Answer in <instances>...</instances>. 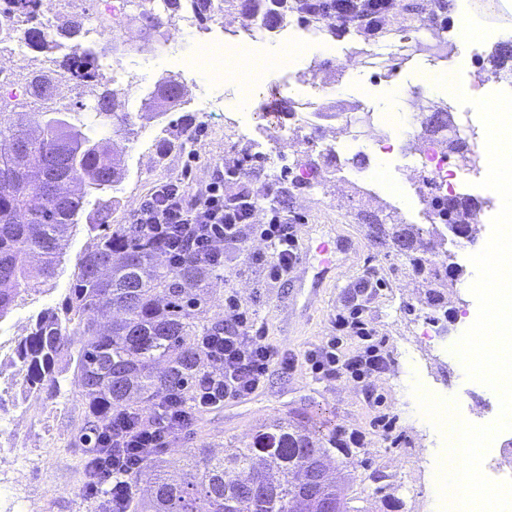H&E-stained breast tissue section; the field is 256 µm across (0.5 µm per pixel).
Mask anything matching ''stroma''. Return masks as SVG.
I'll return each instance as SVG.
<instances>
[{"label":"stroma","mask_w":512,"mask_h":512,"mask_svg":"<svg viewBox=\"0 0 512 512\" xmlns=\"http://www.w3.org/2000/svg\"><path fill=\"white\" fill-rule=\"evenodd\" d=\"M448 14L454 19L467 16L478 29L451 67L469 90L465 103L434 94L419 80V73L432 65L427 56H416L406 64L393 62L399 39L416 34L418 19L408 13L380 36L342 28L334 35L321 31L315 39L302 41L293 18L275 31L262 32L252 41L256 52L269 53L293 39L296 56L289 64L267 69L247 92L235 82H216L208 73L194 70L192 57L172 44L156 41L154 55L143 57L138 51L144 38L139 24H129V37L116 42L112 57L141 68L144 87L173 76L183 88L185 102L168 114L167 136L174 146L163 163L151 160L156 149L149 136L155 133V124L140 127L136 142L124 150L128 176L113 223H130L157 181L186 173L191 189L197 190L210 182L216 170L238 159L241 149H256L266 136L262 114L275 93L293 107L279 117L288 130V145L278 173L258 166L251 169V179L283 195L284 214L303 218V241L339 237L350 242L349 252L336 257L335 278L320 289L314 288L309 273L288 281L266 278L262 267L252 261L254 253L265 249L261 240L252 238L225 248L224 282L209 302L211 313L223 314L225 297L237 296L264 322L268 342L287 350L298 363L288 372L271 368L259 392L203 413L200 424L176 439V452H165L166 467L183 468L187 452L205 443L217 452L242 445L265 424L283 419L315 433H335L342 446L336 454V478L363 512H389L387 504L393 497L401 501L398 512H434L435 479L420 464L431 452L429 421L413 388L422 379L447 388L449 399L474 424H481L489 387L468 378L454 357L428 349L427 337L459 336L475 321L478 306L470 286L476 272L469 257L484 247L490 233L482 231L462 244L460 276L454 284L414 274L383 239L369 235L363 216L375 213L389 224L436 220L429 205L432 182L406 175L408 168L419 164L417 152L377 162L366 147L340 135L334 119L359 111L379 112L377 94L391 87L404 98L421 92L430 95L434 108L447 110L450 116L468 114L474 135L467 144L474 158H482L484 125L473 102L502 89L512 91V79L490 76L488 64L489 55L502 43V31L512 29V0H495L489 9L480 0H448ZM362 52L392 61L391 71L375 75L358 62ZM205 93L223 96L221 110L202 111ZM306 99L325 114L318 124L301 119L298 105ZM228 112L239 113V120H225ZM93 236L87 224L73 227L59 275L27 296L6 319V327L30 328L40 311L61 306L78 273L76 257L92 245ZM364 276L371 288L363 318L381 340L390 366L386 373L360 383L346 378L318 380L304 357L335 335L336 315ZM432 291L442 297L435 307L427 303ZM416 346L422 349L417 377L404 357L405 350ZM73 369L69 357H61L58 384L32 391L11 361L0 362V379L12 386L8 403L0 407V449L10 460L0 469V498L22 503L23 512H96V500L82 493L85 412L69 384ZM354 433L362 436L361 447L352 446Z\"/></svg>","instance_id":"stroma-1"}]
</instances>
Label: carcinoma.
Here are the masks:
<instances>
[{"instance_id":"1","label":"carcinoma","mask_w":512,"mask_h":512,"mask_svg":"<svg viewBox=\"0 0 512 512\" xmlns=\"http://www.w3.org/2000/svg\"><path fill=\"white\" fill-rule=\"evenodd\" d=\"M38 0L0 4V44L10 36L11 17L21 12L32 21V47L51 53L62 39L86 33L77 16H64L50 32L37 22ZM248 16L260 13L273 30L297 16L329 32L340 13L355 8L341 0H228ZM390 0H371L370 12L386 30ZM504 52L492 55L491 74L512 76ZM131 88L116 86L93 94V104L49 103L37 112H0V319L22 294L53 279L65 254L70 228L85 207L90 223L102 228L94 244L77 257L78 276L64 314L49 308L18 344L17 357L32 385L56 383V358L70 351L75 361L71 385L86 406L84 439L120 411L139 412L171 390L192 402L194 380L210 367L199 348L201 337L224 328L209 316L197 291L213 289L218 269L189 256L179 269L161 261V247L148 245L134 224H113L116 193L127 174L125 161L112 153L119 138L135 137L127 112ZM183 89L172 76L160 78L140 96L141 105L161 118L182 101ZM432 205L468 235L467 204L436 196ZM368 228L391 241L413 270L428 266L435 281L452 268L417 247L416 224L386 227L375 214ZM163 369H157V366ZM335 435L317 436L300 425L274 420L239 448L222 456L207 448L189 453V470L177 475L162 469L156 456L144 464L156 478L147 496L137 495L129 512H286L299 498V480L308 464L306 448L326 454L337 448Z\"/></svg>"}]
</instances>
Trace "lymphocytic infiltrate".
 I'll return each mask as SVG.
<instances>
[{"label": "lymphocytic infiltrate", "mask_w": 512, "mask_h": 512, "mask_svg": "<svg viewBox=\"0 0 512 512\" xmlns=\"http://www.w3.org/2000/svg\"><path fill=\"white\" fill-rule=\"evenodd\" d=\"M268 193V187L260 184L226 197L224 179L219 176L193 197L182 177H169L156 182L136 209L133 221L139 224L143 240L159 244L175 268L190 255L210 266L221 265L224 245L242 243L250 236L259 238L268 250L255 254L254 259L270 279L278 281L288 276L299 253L298 225L265 207ZM225 307L229 317L224 329L199 341L210 367L196 378L195 400L183 405L170 392L151 416L114 414L103 426L95 447L86 451V497L104 499L110 512H126L133 495L132 471L170 447L199 413L257 392L271 367L294 369L295 360L267 342L265 326L255 313L242 309L232 296ZM336 328L337 336L306 356L317 379L361 381L387 370L388 360L379 347L368 342L371 330L362 318L360 303H353L349 313L337 314ZM345 334L367 340V347L349 356L339 355Z\"/></svg>", "instance_id": "1"}]
</instances>
